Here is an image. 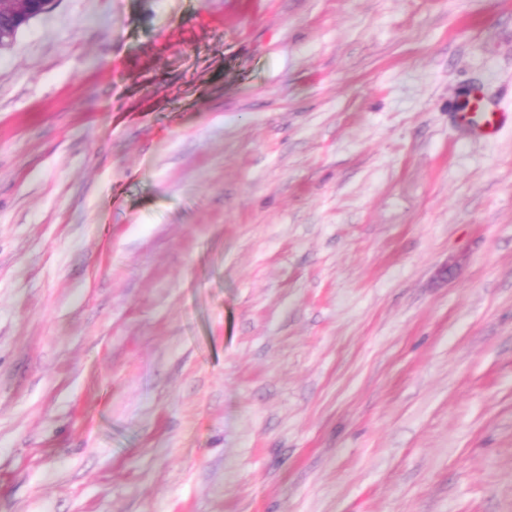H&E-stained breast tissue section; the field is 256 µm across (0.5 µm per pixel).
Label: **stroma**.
<instances>
[{
    "instance_id": "obj_1",
    "label": "stroma",
    "mask_w": 512,
    "mask_h": 512,
    "mask_svg": "<svg viewBox=\"0 0 512 512\" xmlns=\"http://www.w3.org/2000/svg\"><path fill=\"white\" fill-rule=\"evenodd\" d=\"M0 512H512V0L0 47ZM466 95L464 109L467 112H462L460 118L486 136L494 134L500 123L501 112L490 110L491 104L480 88H472Z\"/></svg>"
}]
</instances>
